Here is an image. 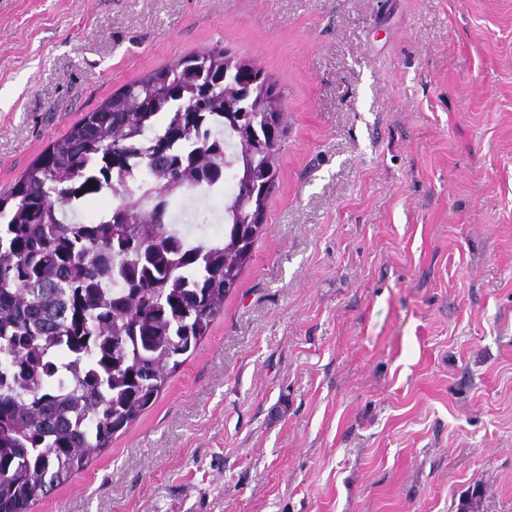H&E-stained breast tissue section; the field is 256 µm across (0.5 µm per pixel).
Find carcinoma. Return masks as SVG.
<instances>
[{
	"label": "carcinoma",
	"mask_w": 512,
	"mask_h": 512,
	"mask_svg": "<svg viewBox=\"0 0 512 512\" xmlns=\"http://www.w3.org/2000/svg\"><path fill=\"white\" fill-rule=\"evenodd\" d=\"M187 63L85 113L0 195V512H32L156 403L251 260L256 234L239 233L233 205L224 235L186 244L145 198L216 190L201 173L226 166L239 185L258 162L275 185L280 146L246 155L224 89L198 99ZM101 191L109 216L79 221L75 198ZM46 378L70 384L58 394Z\"/></svg>",
	"instance_id": "cac0c4a2"
}]
</instances>
